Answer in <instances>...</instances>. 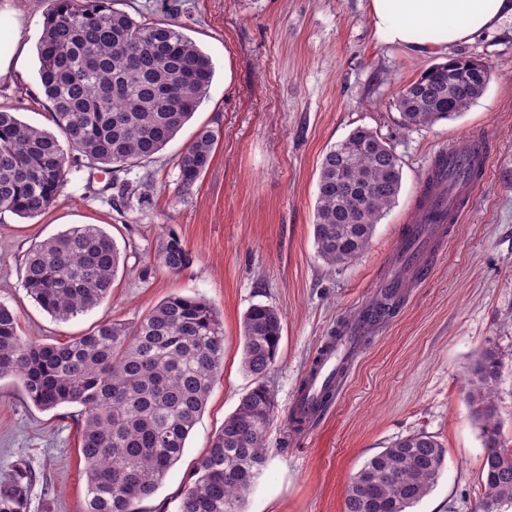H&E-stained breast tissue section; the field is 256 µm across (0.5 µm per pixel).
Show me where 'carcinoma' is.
Returning <instances> with one entry per match:
<instances>
[{"mask_svg": "<svg viewBox=\"0 0 512 512\" xmlns=\"http://www.w3.org/2000/svg\"><path fill=\"white\" fill-rule=\"evenodd\" d=\"M114 0H52L37 48L39 78L55 114L54 134L0 108V210L29 219L44 213L67 178L63 144L86 166L108 174L152 159L175 138L208 95L213 63L180 27L137 21ZM491 66L461 56L435 64L403 85L397 107L407 128L460 115L484 93ZM220 130L201 128L179 158L182 187L208 168ZM471 167L435 157L430 183L448 190L471 179ZM402 170L374 131L355 128L324 154L317 183L314 240L334 268L357 260L376 224L395 203ZM192 257L177 235L161 242L155 264L179 275ZM120 251L96 224L72 226L30 249L23 287L47 313L68 320L101 303L119 270ZM402 294L371 299L388 321ZM282 316L254 304L242 322V364L256 385L224 419L197 462L179 512H242L266 461L274 418L263 379L275 363ZM224 359V325L195 296L172 295L135 325L104 321L63 345L25 340L17 316L0 304V378L15 376L39 409L79 405L81 455L87 476L84 512H141L181 458L204 411ZM502 358L485 351L470 364L464 397L481 430L483 512L512 505V451L503 437L494 384ZM445 449L427 433L391 444L368 459L345 492L344 512H407L429 494ZM32 473L0 482V512H26Z\"/></svg>", "mask_w": 512, "mask_h": 512, "instance_id": "obj_1", "label": "carcinoma"}]
</instances>
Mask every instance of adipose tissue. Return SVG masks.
Here are the masks:
<instances>
[{
  "label": "adipose tissue",
  "mask_w": 512,
  "mask_h": 512,
  "mask_svg": "<svg viewBox=\"0 0 512 512\" xmlns=\"http://www.w3.org/2000/svg\"><path fill=\"white\" fill-rule=\"evenodd\" d=\"M369 15L383 43L422 55L496 28L512 18V0H369ZM24 57L21 14L0 4V84L21 74Z\"/></svg>",
  "instance_id": "adipose-tissue-1"
}]
</instances>
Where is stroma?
<instances>
[{"mask_svg":"<svg viewBox=\"0 0 512 512\" xmlns=\"http://www.w3.org/2000/svg\"><path fill=\"white\" fill-rule=\"evenodd\" d=\"M27 45L21 78L0 86V107L55 131L40 84L37 44L51 0H12ZM139 21L175 23L214 65L210 91L153 162L120 177L145 187L147 206L126 204L107 175L69 167L53 205L32 219L0 213V303L19 334L68 342L104 320L139 321L174 295L209 301L224 323V364L180 460L143 501L144 512H179L185 485L211 436L254 385L242 368L241 321L257 303L282 315L279 355L264 382L275 400L268 461L244 512H343L351 477L373 455L419 432L445 450L442 474L411 512H479L484 449L464 399L467 369L485 349L504 362L495 396L512 446V20L447 54L417 55L379 42L368 0H115ZM471 56L493 68L468 111L428 128H405L394 100L402 85L444 58ZM220 126L213 160L183 189L178 159L199 129ZM375 131L402 167V188L367 251L336 269L313 236L317 179L327 149L355 127ZM481 135L490 173L472 209L406 289L396 317L372 336L350 367L324 419L305 432L289 423L308 365L337 323L370 300L415 219L414 199L430 162L449 145ZM95 224L125 257L110 294L60 321L22 286L36 242ZM192 256L172 275L153 256L167 233ZM80 408L35 407L18 378H0V480L17 468L34 476L27 512H82L86 474L79 453Z\"/></svg>","mask_w":512,"mask_h":512,"instance_id":"stroma-1","label":"stroma"}]
</instances>
